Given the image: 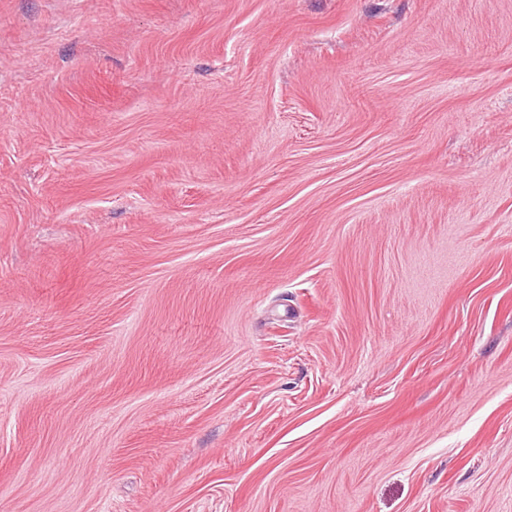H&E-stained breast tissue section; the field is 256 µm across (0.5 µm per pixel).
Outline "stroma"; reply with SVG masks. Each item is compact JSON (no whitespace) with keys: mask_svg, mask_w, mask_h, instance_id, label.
Returning <instances> with one entry per match:
<instances>
[{"mask_svg":"<svg viewBox=\"0 0 512 512\" xmlns=\"http://www.w3.org/2000/svg\"><path fill=\"white\" fill-rule=\"evenodd\" d=\"M0 512H512V0H0Z\"/></svg>","mask_w":512,"mask_h":512,"instance_id":"1","label":"stroma"}]
</instances>
